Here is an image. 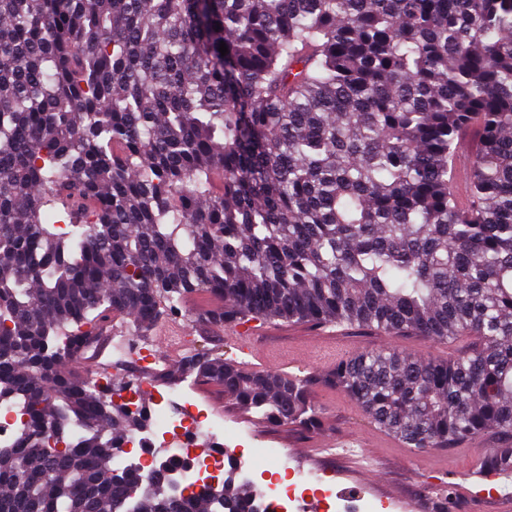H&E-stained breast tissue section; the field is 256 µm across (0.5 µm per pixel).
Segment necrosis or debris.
Instances as JSON below:
<instances>
[{
    "instance_id": "necrosis-or-debris-1",
    "label": "necrosis or debris",
    "mask_w": 512,
    "mask_h": 512,
    "mask_svg": "<svg viewBox=\"0 0 512 512\" xmlns=\"http://www.w3.org/2000/svg\"><path fill=\"white\" fill-rule=\"evenodd\" d=\"M107 344L109 357L93 375L94 383L101 387L131 364L159 361L147 342L135 341L123 332L110 333ZM121 397L143 427L121 439L115 455L120 459L136 456L142 476H149L162 456L174 464L170 478L175 484L198 491L214 490L220 485L218 475L226 460H233L241 472L250 475L254 459L272 455L280 462L279 472L256 484L253 492L261 512H306L311 503L320 505L323 512H365L360 499L335 501L326 475L307 473L292 465L284 449L248 448L228 438L223 421L212 409L174 388L160 387L153 378H130Z\"/></svg>"
}]
</instances>
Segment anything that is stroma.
<instances>
[{"instance_id": "obj_1", "label": "stroma", "mask_w": 512, "mask_h": 512, "mask_svg": "<svg viewBox=\"0 0 512 512\" xmlns=\"http://www.w3.org/2000/svg\"><path fill=\"white\" fill-rule=\"evenodd\" d=\"M162 325L182 326L193 341V352L242 363L255 371H273L308 378L314 402L326 418L323 433H308L293 426L273 427L258 414L239 408L213 384L193 382L191 396L219 410L226 421L250 433L252 438L272 441L313 471L334 475L336 494H357L370 502L405 504L407 512H435L431 490L452 486L448 512H500L504 494H512V476L497 479L490 497H477L483 483L477 460L492 437L481 435L465 445L440 451L418 452L377 428L362 410L339 390L324 384L337 358L335 347L346 354L362 350L393 349L425 360H445L454 346L407 333L388 336L375 330L350 326L294 324L277 319L251 320L229 328H217L190 316L167 315ZM333 336V346L322 345ZM382 473L378 482L362 478L365 468Z\"/></svg>"}]
</instances>
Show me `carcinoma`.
Instances as JSON below:
<instances>
[{"label":"carcinoma","mask_w":512,"mask_h":512,"mask_svg":"<svg viewBox=\"0 0 512 512\" xmlns=\"http://www.w3.org/2000/svg\"><path fill=\"white\" fill-rule=\"evenodd\" d=\"M197 298L219 328L474 339L360 351L325 383L419 452L496 434L479 473L512 475V0H0V400L27 415L0 512H256L231 472L185 496L160 489L169 462L112 467L142 427L124 383L67 369L115 318ZM187 373L324 428L306 379Z\"/></svg>","instance_id":"1"}]
</instances>
